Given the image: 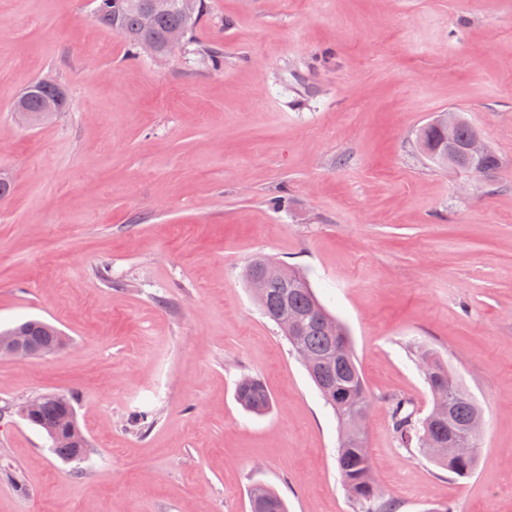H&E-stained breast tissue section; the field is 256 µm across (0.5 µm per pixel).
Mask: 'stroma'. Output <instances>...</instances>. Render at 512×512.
Segmentation results:
<instances>
[{
	"mask_svg": "<svg viewBox=\"0 0 512 512\" xmlns=\"http://www.w3.org/2000/svg\"><path fill=\"white\" fill-rule=\"evenodd\" d=\"M206 4L159 58L97 24V0H0V329L70 338L0 355V512H250L258 484L288 512H354L336 417L244 278L259 255L347 326L392 512H512V0ZM47 77L68 109L33 126L14 102ZM446 110L494 178L421 155ZM423 346L483 411L470 478L392 435L390 398L432 408ZM245 375L267 413L236 402ZM46 391L73 396L84 461L18 415ZM19 334L27 337L31 347L43 351L54 350L62 339L68 338L55 324L42 319H30L0 331V337L10 336L1 339V354H8L17 359H29L33 356L24 345L23 336H15ZM236 400L243 409L255 414L266 412L272 404L268 388L254 376H243L238 381Z\"/></svg>",
	"mask_w": 512,
	"mask_h": 512,
	"instance_id": "1",
	"label": "stroma"
}]
</instances>
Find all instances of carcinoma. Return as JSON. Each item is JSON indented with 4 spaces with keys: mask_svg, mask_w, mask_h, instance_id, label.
<instances>
[{
    "mask_svg": "<svg viewBox=\"0 0 512 512\" xmlns=\"http://www.w3.org/2000/svg\"><path fill=\"white\" fill-rule=\"evenodd\" d=\"M205 0H198L194 14L187 15L178 5L161 13H151L147 0H99L95 11L96 21L108 28L118 29L128 45L137 50L141 42L150 40L157 47V54L163 57L171 51L168 35L179 29L190 34L203 15ZM60 86L55 84L33 94L24 96L29 108L38 109L45 102L54 104L62 112L66 106L64 96L58 95ZM478 128L467 117H462L454 142L442 144L441 132L432 124L417 130L419 141L428 160L439 163V154L448 148V166L490 177L498 166V157L490 149L479 161H466L463 146ZM265 301L260 311L276 326L290 317L306 318L305 328L299 336H285L291 351H305L317 360L316 368L309 376L321 393L325 403L334 412L340 426V440L337 448V468L341 482L358 512H392L391 503L384 499L376 487L373 466L366 449L365 430L358 433L348 431L350 413L362 402H372L365 386L359 361L348 338L344 324H339L341 334L332 336L324 330L319 316L326 309L318 300L307 278L295 267L288 268V277L269 272L264 278ZM23 335L31 347L52 351L64 339V334L55 324L30 319L0 331L1 336ZM432 394V410L421 420L414 419V413L405 410V403L397 401L392 408L393 433L405 448L417 442L424 457L433 464L445 468L459 478L469 477L477 467L478 455L471 458L458 456L449 448L451 433L467 428L474 417L482 414L475 400L458 381H453L447 392L431 379H426ZM236 400L248 412H266L272 397L266 385L257 377L244 376L236 387ZM249 499L253 500L255 512H287L284 500L265 486L251 489Z\"/></svg>",
    "mask_w": 512,
    "mask_h": 512,
    "instance_id": "cac0c4a2",
    "label": "carcinoma"
}]
</instances>
